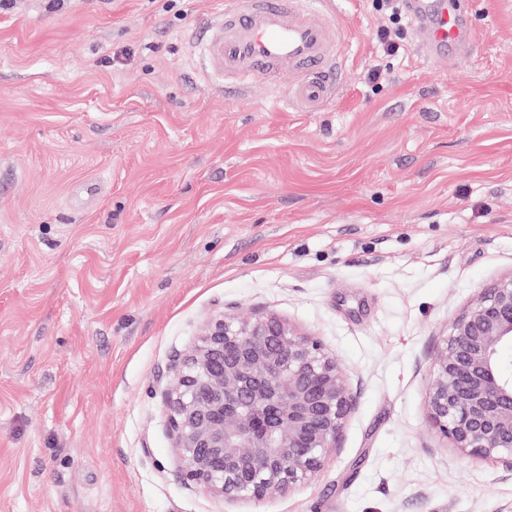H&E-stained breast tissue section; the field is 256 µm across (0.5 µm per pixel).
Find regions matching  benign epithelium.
Listing matches in <instances>:
<instances>
[{
    "instance_id": "1",
    "label": "benign epithelium",
    "mask_w": 512,
    "mask_h": 512,
    "mask_svg": "<svg viewBox=\"0 0 512 512\" xmlns=\"http://www.w3.org/2000/svg\"><path fill=\"white\" fill-rule=\"evenodd\" d=\"M512 277L483 289L435 348L429 415L460 452L512 470ZM164 393L184 480L263 500L310 479L336 450L356 394L315 338L272 312L222 315L179 355Z\"/></svg>"
}]
</instances>
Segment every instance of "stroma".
Listing matches in <instances>:
<instances>
[{
    "label": "stroma",
    "instance_id": "35a3bbf8",
    "mask_svg": "<svg viewBox=\"0 0 512 512\" xmlns=\"http://www.w3.org/2000/svg\"><path fill=\"white\" fill-rule=\"evenodd\" d=\"M447 66L337 0L321 112L227 97L184 33L217 0H0V512H512V470L429 418L430 358L512 277V0H463ZM349 371L336 452L290 493L186 483L164 392L222 314Z\"/></svg>",
    "mask_w": 512,
    "mask_h": 512
}]
</instances>
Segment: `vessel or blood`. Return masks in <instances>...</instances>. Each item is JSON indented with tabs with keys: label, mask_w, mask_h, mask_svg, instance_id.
Listing matches in <instances>:
<instances>
[{
	"label": "vessel or blood",
	"mask_w": 512,
	"mask_h": 512,
	"mask_svg": "<svg viewBox=\"0 0 512 512\" xmlns=\"http://www.w3.org/2000/svg\"><path fill=\"white\" fill-rule=\"evenodd\" d=\"M405 6L428 61L446 65L473 42L462 0H405ZM191 45L220 89L266 82L283 87L305 112L323 109L336 94L343 33L335 0H225Z\"/></svg>",
	"instance_id": "obj_1"
}]
</instances>
